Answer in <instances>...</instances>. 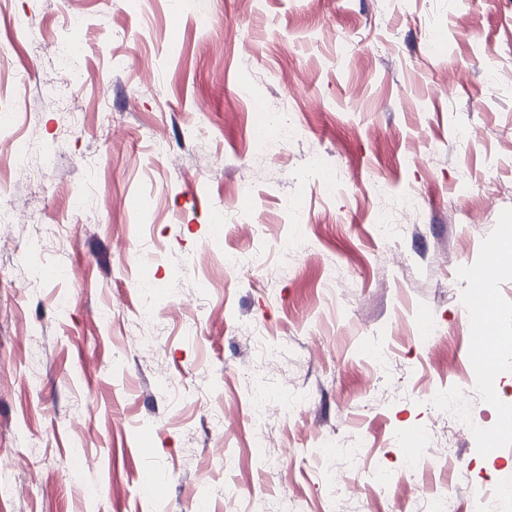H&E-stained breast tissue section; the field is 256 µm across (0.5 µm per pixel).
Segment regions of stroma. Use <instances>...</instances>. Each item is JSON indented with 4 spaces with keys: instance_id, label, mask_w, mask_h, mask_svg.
<instances>
[{
    "instance_id": "35a3bbf8",
    "label": "stroma",
    "mask_w": 512,
    "mask_h": 512,
    "mask_svg": "<svg viewBox=\"0 0 512 512\" xmlns=\"http://www.w3.org/2000/svg\"><path fill=\"white\" fill-rule=\"evenodd\" d=\"M69 12L87 80L63 91L45 45ZM15 16L0 131L34 163L0 159V512H419L442 485L470 512L512 485V443L452 423L471 274L512 226V88L488 82L512 70V0H0L1 33ZM272 103L293 133L247 152ZM82 194L107 203L77 214ZM380 211L411 232L380 243ZM257 327L288 343L275 368ZM308 391L251 459L249 404ZM417 431L447 467L379 491ZM148 472L163 493L140 495Z\"/></svg>"
}]
</instances>
